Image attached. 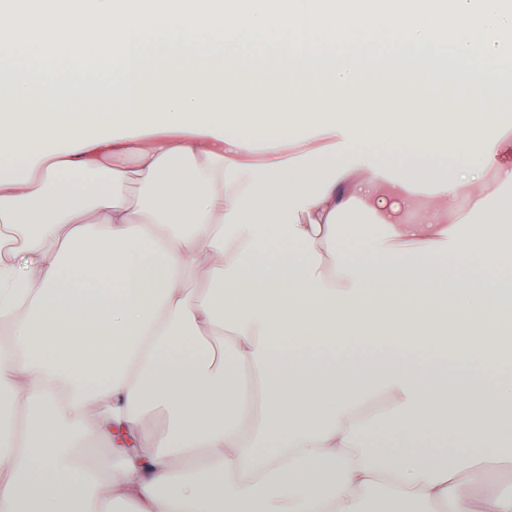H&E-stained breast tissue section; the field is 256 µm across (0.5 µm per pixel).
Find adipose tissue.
<instances>
[{"label": "adipose tissue", "mask_w": 512, "mask_h": 512, "mask_svg": "<svg viewBox=\"0 0 512 512\" xmlns=\"http://www.w3.org/2000/svg\"><path fill=\"white\" fill-rule=\"evenodd\" d=\"M56 40L112 46L120 111L20 64ZM511 46L502 0H0V512H364L378 488L389 512H512L440 447L512 429V380L462 370L512 349V282L484 266L512 262V126L485 97L394 106L404 74L467 85ZM211 50L327 75L288 95L167 67ZM62 95L82 111L37 121ZM389 138L467 159L438 176ZM373 398L394 435L368 450ZM151 410L167 429L144 441ZM98 434L120 455L104 492Z\"/></svg>", "instance_id": "obj_1"}]
</instances>
